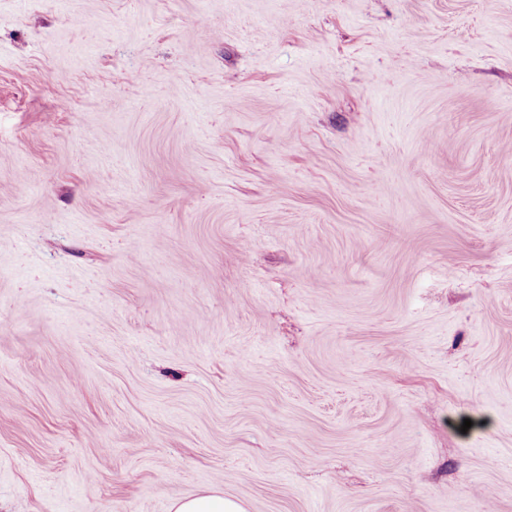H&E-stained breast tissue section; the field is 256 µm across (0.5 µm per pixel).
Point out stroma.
<instances>
[{
  "instance_id": "35a3bbf8",
  "label": "stroma",
  "mask_w": 512,
  "mask_h": 512,
  "mask_svg": "<svg viewBox=\"0 0 512 512\" xmlns=\"http://www.w3.org/2000/svg\"><path fill=\"white\" fill-rule=\"evenodd\" d=\"M210 490L512 512V0H0V512Z\"/></svg>"
}]
</instances>
